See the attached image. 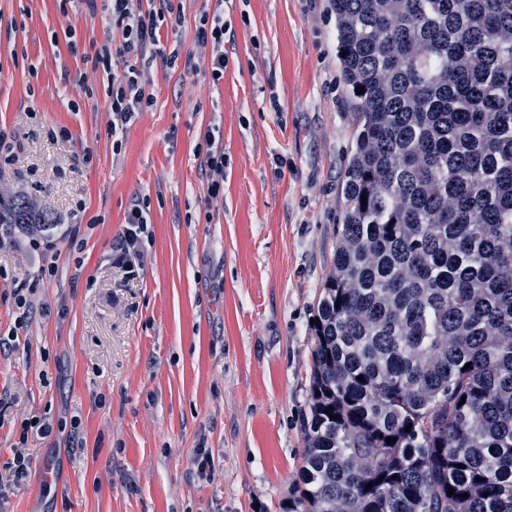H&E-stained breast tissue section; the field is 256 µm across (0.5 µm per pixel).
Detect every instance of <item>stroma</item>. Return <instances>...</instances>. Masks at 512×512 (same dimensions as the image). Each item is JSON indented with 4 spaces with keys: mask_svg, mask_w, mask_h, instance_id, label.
Returning a JSON list of instances; mask_svg holds the SVG:
<instances>
[{
    "mask_svg": "<svg viewBox=\"0 0 512 512\" xmlns=\"http://www.w3.org/2000/svg\"><path fill=\"white\" fill-rule=\"evenodd\" d=\"M172 5L167 48L195 49L200 16L223 14L224 79L155 64L153 103L117 145L92 60L121 39L109 0H0V195L53 217L36 252L0 228V512H283L299 481L354 128L334 28L326 0ZM138 196L151 237L133 276L112 245ZM34 417L51 433L27 431ZM203 139L207 145L205 158L210 177L208 193L211 199H216L224 193V148L220 141L216 142L209 129L204 133Z\"/></svg>",
    "mask_w": 512,
    "mask_h": 512,
    "instance_id": "obj_1",
    "label": "stroma"
}]
</instances>
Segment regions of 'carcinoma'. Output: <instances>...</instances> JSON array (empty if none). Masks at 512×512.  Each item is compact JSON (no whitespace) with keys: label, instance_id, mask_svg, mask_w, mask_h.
<instances>
[{"label":"carcinoma","instance_id":"1","mask_svg":"<svg viewBox=\"0 0 512 512\" xmlns=\"http://www.w3.org/2000/svg\"><path fill=\"white\" fill-rule=\"evenodd\" d=\"M327 11L355 132L284 512H512V0Z\"/></svg>","mask_w":512,"mask_h":512}]
</instances>
